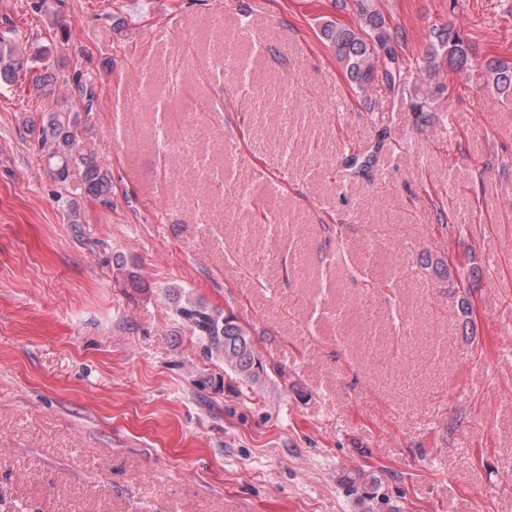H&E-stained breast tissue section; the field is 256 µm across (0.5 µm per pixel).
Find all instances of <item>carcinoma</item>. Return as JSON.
Instances as JSON below:
<instances>
[{
	"label": "carcinoma",
	"instance_id": "carcinoma-1",
	"mask_svg": "<svg viewBox=\"0 0 512 512\" xmlns=\"http://www.w3.org/2000/svg\"><path fill=\"white\" fill-rule=\"evenodd\" d=\"M360 23L355 27L333 21L324 23L321 34L336 55L351 88L368 91L378 78L398 86L402 81L403 64L389 45V33L383 14L374 8L371 0H356ZM25 66L22 48L10 38L0 36V88L15 83ZM43 70H28L31 93L42 96L57 82L66 88L65 102L56 111L46 115L42 127L41 150L57 182L64 187L77 185L83 192L104 203L112 196V178L79 149V131L84 118L90 115L96 92L94 84L83 74L58 78L50 65L42 63ZM472 67L469 42L458 31L448 26H436L430 35V44L424 57V70L433 77L441 70L467 71ZM486 80L504 99L512 101V63L494 61L485 66ZM82 104L78 111L68 105L72 97ZM425 271L448 280L453 286L459 279L442 258L427 257ZM177 316L188 326L192 335L203 342V352L224 360V368L237 375L251 387L262 386L270 379L267 366L255 348L250 333L221 310L207 307L192 299L184 291L170 290Z\"/></svg>",
	"mask_w": 512,
	"mask_h": 512
}]
</instances>
